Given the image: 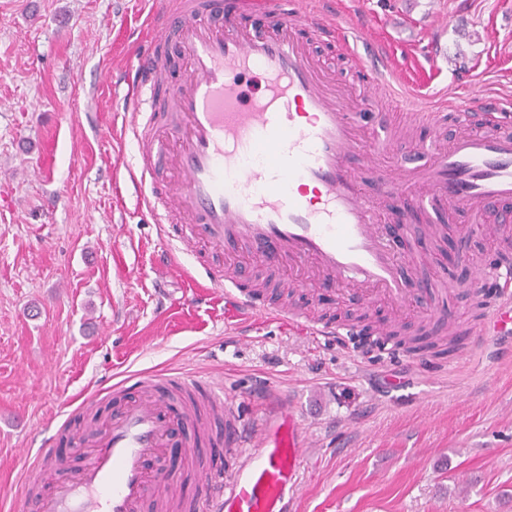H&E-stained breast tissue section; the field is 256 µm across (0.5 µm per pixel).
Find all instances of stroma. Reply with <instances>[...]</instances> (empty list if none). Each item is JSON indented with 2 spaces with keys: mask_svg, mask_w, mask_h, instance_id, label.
I'll return each mask as SVG.
<instances>
[{
  "mask_svg": "<svg viewBox=\"0 0 512 512\" xmlns=\"http://www.w3.org/2000/svg\"><path fill=\"white\" fill-rule=\"evenodd\" d=\"M155 0H0V512H39L51 479L24 487V456L51 439L66 476L83 459L62 445L58 422L80 403H111L113 384L145 373L187 379L219 374L224 394L255 415L257 388L280 386L312 444L303 458L295 512H512V342L477 335L493 304L475 272L502 252L483 231L465 236L463 258L445 261L425 235L429 214L402 215L423 258L403 273L418 306L401 313L359 300L377 320L461 323L449 356L315 340L307 327L345 310L346 293L294 287L300 317L238 322L208 273L250 279L230 248L199 245L163 266L161 231L128 178L139 159L124 131L113 84L140 54ZM388 49L394 95L359 112L382 113L406 160L447 149L461 124L491 116L478 97L512 101V0H334ZM451 22L431 26L435 15ZM312 53L337 83L364 78L328 34ZM420 105L461 99L443 135L409 123L395 94ZM168 474L185 499L200 473L219 468L224 449L189 451L175 438Z\"/></svg>",
  "mask_w": 512,
  "mask_h": 512,
  "instance_id": "stroma-1",
  "label": "stroma"
}]
</instances>
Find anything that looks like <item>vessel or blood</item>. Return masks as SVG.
I'll use <instances>...</instances> for the list:
<instances>
[{"instance_id": "b4317fda", "label": "vessel or blood", "mask_w": 512, "mask_h": 512, "mask_svg": "<svg viewBox=\"0 0 512 512\" xmlns=\"http://www.w3.org/2000/svg\"><path fill=\"white\" fill-rule=\"evenodd\" d=\"M331 0H175L150 18L152 44L177 42L186 74L169 87L156 55L137 56L123 79L120 107L146 115L156 132L147 163L132 182L147 210L191 214L175 234L167 262L192 253L199 240L242 250L260 265L288 262L311 267L315 278L364 288L402 301L409 284L400 273L406 255L378 231L377 198L399 200L433 217L468 210L478 214L512 199V128L459 135L433 162L394 169L376 167L374 157L395 152L389 125L371 139L360 135V113L350 111L348 93L324 79L302 32L336 35L369 74L364 99L389 95L392 70L384 47L357 52L364 25L337 22ZM262 11L280 17L278 30L247 28L242 15ZM170 110L150 108L156 94ZM414 122L439 128L445 113L419 105L415 93L402 102ZM175 158L179 179L151 188L154 161ZM480 285L496 299L481 325L483 335H512V264L482 267ZM227 309L254 317L268 307L245 291L237 275H212ZM317 339L357 336L361 327L311 325ZM213 403L224 411V468L199 476L196 512H292L301 477L307 430L287 394L264 387L256 418L242 416L225 398L217 376L205 381ZM170 410L149 398L128 404L112 420L91 429L76 477L56 479L39 512H139L144 499L165 500L177 488L158 464L170 436ZM53 463L49 445L30 457L25 486L42 480Z\"/></svg>"}]
</instances>
